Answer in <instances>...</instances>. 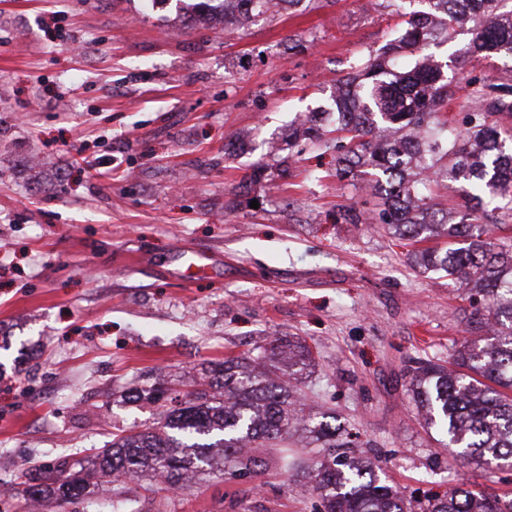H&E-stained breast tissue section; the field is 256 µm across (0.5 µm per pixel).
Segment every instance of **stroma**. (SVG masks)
I'll return each mask as SVG.
<instances>
[{"instance_id": "stroma-1", "label": "stroma", "mask_w": 512, "mask_h": 512, "mask_svg": "<svg viewBox=\"0 0 512 512\" xmlns=\"http://www.w3.org/2000/svg\"><path fill=\"white\" fill-rule=\"evenodd\" d=\"M397 21L388 0H305L227 38L181 28L170 4L0 0V512H29L34 463L152 426L130 392L201 381L272 336L312 347L307 404L405 497L460 479L512 493V469L450 466L406 390L412 362L463 336L457 285L414 265L371 189L332 176L333 145L288 144ZM470 39L434 49L460 128L471 80L512 84V61L464 56ZM183 250L211 268L188 272ZM243 496L252 512L319 506L270 471L199 477L167 512H240Z\"/></svg>"}]
</instances>
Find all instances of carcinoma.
Returning <instances> with one entry per match:
<instances>
[{
  "instance_id": "cac0c4a2",
  "label": "carcinoma",
  "mask_w": 512,
  "mask_h": 512,
  "mask_svg": "<svg viewBox=\"0 0 512 512\" xmlns=\"http://www.w3.org/2000/svg\"><path fill=\"white\" fill-rule=\"evenodd\" d=\"M188 28L228 24L230 6L241 26L279 12L273 0H175ZM404 17L381 54L364 58L336 81V177L381 191V220L399 240L434 237L445 247L414 252L426 270L445 272L459 285L466 336L452 345L448 365L428 360L409 372V387L426 428L448 437L451 465L512 467V236L495 237L486 204L512 210V85L474 86L469 126L445 118L453 95L442 65L425 51L469 24L465 54L512 60V0H425ZM317 113L298 117L288 143L320 145ZM459 186L462 208H441L428 194L434 181ZM312 349L275 337L255 355L213 362L209 381L183 391L152 386L136 399L160 404L158 421L121 429L97 449L93 467L44 462L25 473L30 497L66 505L92 493L96 480L158 478L167 490H189L193 480L218 472L231 480L277 469L320 512H512V494L470 489L460 482L442 497L406 498L381 481V460L333 456L305 464L293 438L326 452L350 444L334 411H307L299 384L313 366Z\"/></svg>"
}]
</instances>
